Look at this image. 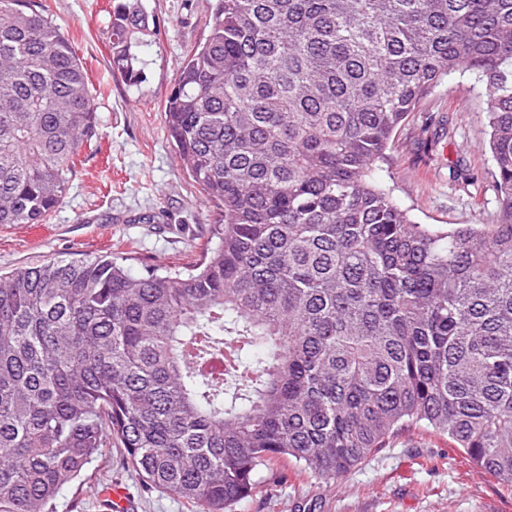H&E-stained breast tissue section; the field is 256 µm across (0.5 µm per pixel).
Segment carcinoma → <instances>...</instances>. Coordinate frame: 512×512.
<instances>
[{"instance_id":"carcinoma-1","label":"carcinoma","mask_w":512,"mask_h":512,"mask_svg":"<svg viewBox=\"0 0 512 512\" xmlns=\"http://www.w3.org/2000/svg\"><path fill=\"white\" fill-rule=\"evenodd\" d=\"M113 70L144 79L141 0H112ZM164 122L217 242L0 274V512H54L116 444L148 488L235 512L262 469L345 478L401 431L446 435L512 490V0H215ZM467 73L498 209L413 222L380 163ZM98 135L43 0H0V225L44 224Z\"/></svg>"}]
</instances>
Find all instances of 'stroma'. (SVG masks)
<instances>
[{"label":"stroma","instance_id":"stroma-1","mask_svg":"<svg viewBox=\"0 0 512 512\" xmlns=\"http://www.w3.org/2000/svg\"><path fill=\"white\" fill-rule=\"evenodd\" d=\"M53 20L86 67L98 136L82 147L73 185L45 224L0 226V272L108 251L132 272L188 264L212 241L221 216L176 156L163 105L187 49L203 41L213 0H142L157 34L140 47L145 79L114 74L103 14L112 0H47ZM488 116L481 86L443 82L409 114L387 150L383 176L396 203L419 224H490L497 210ZM95 484L71 483L55 503L69 512H110L105 491L125 488L135 512H193L184 500L145 488L121 449L89 467ZM264 493L235 512H512V491L477 470L447 437L402 431L338 484L295 466L260 471Z\"/></svg>","mask_w":512,"mask_h":512}]
</instances>
